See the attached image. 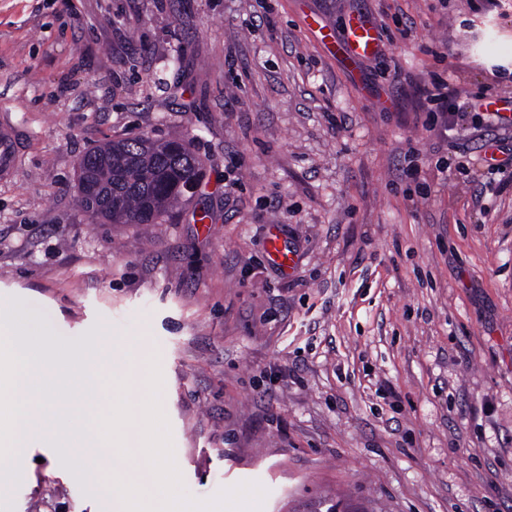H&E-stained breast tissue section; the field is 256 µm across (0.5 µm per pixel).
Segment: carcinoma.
<instances>
[{"label":"carcinoma","mask_w":512,"mask_h":512,"mask_svg":"<svg viewBox=\"0 0 512 512\" xmlns=\"http://www.w3.org/2000/svg\"><path fill=\"white\" fill-rule=\"evenodd\" d=\"M79 185L99 187V200L81 190L80 206L112 224H162L185 202L200 162L183 139L138 135L101 143L78 161Z\"/></svg>","instance_id":"obj_1"}]
</instances>
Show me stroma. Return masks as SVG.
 <instances>
[{
    "mask_svg": "<svg viewBox=\"0 0 512 512\" xmlns=\"http://www.w3.org/2000/svg\"><path fill=\"white\" fill-rule=\"evenodd\" d=\"M382 49L345 65L318 21ZM512 97V0H0V315L161 370L187 492L262 512H512V128L426 130L424 87ZM189 141L163 224L75 203L116 137ZM279 235L297 264L269 254ZM63 455L0 463V512H104ZM19 161V146L13 128L2 121L0 124V176L8 178Z\"/></svg>",
    "mask_w": 512,
    "mask_h": 512,
    "instance_id": "35a3bbf8",
    "label": "stroma"
}]
</instances>
